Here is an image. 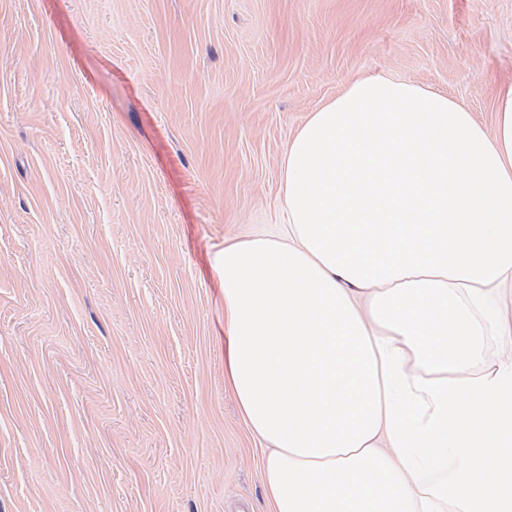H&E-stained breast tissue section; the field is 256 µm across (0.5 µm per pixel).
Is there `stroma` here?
I'll return each instance as SVG.
<instances>
[{
    "label": "stroma",
    "instance_id": "stroma-1",
    "mask_svg": "<svg viewBox=\"0 0 512 512\" xmlns=\"http://www.w3.org/2000/svg\"><path fill=\"white\" fill-rule=\"evenodd\" d=\"M367 76L493 133L512 0H0V512H267L215 259Z\"/></svg>",
    "mask_w": 512,
    "mask_h": 512
}]
</instances>
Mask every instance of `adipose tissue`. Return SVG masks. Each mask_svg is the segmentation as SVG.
Listing matches in <instances>:
<instances>
[{
	"instance_id": "adipose-tissue-1",
	"label": "adipose tissue",
	"mask_w": 512,
	"mask_h": 512,
	"mask_svg": "<svg viewBox=\"0 0 512 512\" xmlns=\"http://www.w3.org/2000/svg\"><path fill=\"white\" fill-rule=\"evenodd\" d=\"M283 236L226 245L224 377L268 512H512V362L476 373L512 285V82L493 134L363 77L281 164Z\"/></svg>"
}]
</instances>
